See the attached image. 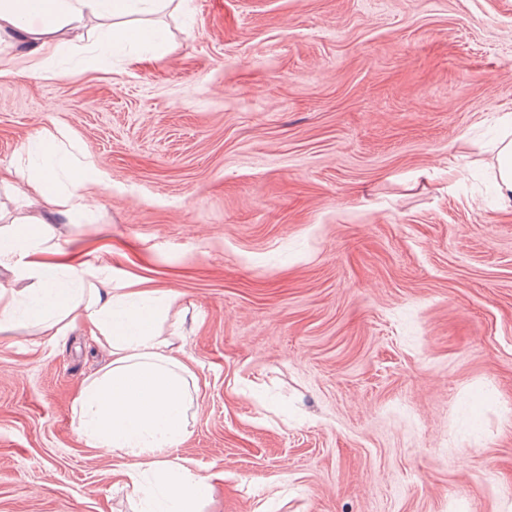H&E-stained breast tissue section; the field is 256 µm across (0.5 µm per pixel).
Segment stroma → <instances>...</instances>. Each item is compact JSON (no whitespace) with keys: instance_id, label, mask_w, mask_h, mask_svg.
I'll use <instances>...</instances> for the list:
<instances>
[{"instance_id":"1","label":"stroma","mask_w":512,"mask_h":512,"mask_svg":"<svg viewBox=\"0 0 512 512\" xmlns=\"http://www.w3.org/2000/svg\"><path fill=\"white\" fill-rule=\"evenodd\" d=\"M167 41L42 78L0 58L10 184L43 130L105 176L52 218L71 263L178 297L195 376L170 458L203 512H512V0H188ZM110 360L0 333V512H135L72 422ZM495 187L504 212H512V131H506L494 146Z\"/></svg>"}]
</instances>
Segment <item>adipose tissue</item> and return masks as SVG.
<instances>
[{
	"instance_id": "1",
	"label": "adipose tissue",
	"mask_w": 512,
	"mask_h": 512,
	"mask_svg": "<svg viewBox=\"0 0 512 512\" xmlns=\"http://www.w3.org/2000/svg\"><path fill=\"white\" fill-rule=\"evenodd\" d=\"M169 0H0V41L23 45L33 71L64 43L82 40L89 19L105 21L97 45L109 52L144 40L153 29L129 18L167 8ZM64 132H45L27 149L29 174L21 196L25 211L0 229V268L13 272L0 283V333L44 327L62 333L83 325L106 346L111 361L87 378L72 404V420L95 448L124 459L137 512H201L211 497L208 481L183 462L160 458L188 429L192 375L172 351L162 325L174 295L134 291L113 282L106 266L47 261L59 251L47 213L74 215L85 206L79 190L57 185ZM495 187L503 211L512 212V131L494 146Z\"/></svg>"
}]
</instances>
